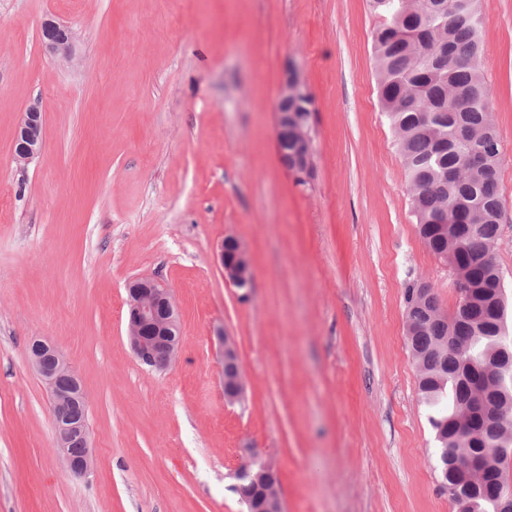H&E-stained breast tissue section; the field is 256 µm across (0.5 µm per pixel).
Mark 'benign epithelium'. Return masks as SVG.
I'll list each match as a JSON object with an SVG mask.
<instances>
[{"label":"benign epithelium","mask_w":512,"mask_h":512,"mask_svg":"<svg viewBox=\"0 0 512 512\" xmlns=\"http://www.w3.org/2000/svg\"><path fill=\"white\" fill-rule=\"evenodd\" d=\"M43 30L48 47L57 55L68 58L73 43L72 30L60 23L47 22ZM312 98L311 92L296 70L286 71L276 106V133L292 129L298 138V152L289 172L295 178L309 175L308 148L311 144L309 126L312 114L298 113L299 104ZM44 144V124L41 112L30 108L23 113L14 140V155L19 162L35 158ZM219 260L225 280L235 287H251L252 269L246 249L232 235L220 245ZM460 293L472 295L468 271L449 262ZM127 337L135 357L144 365L156 366L155 353L165 352L164 364L172 363L181 347L179 311L171 291L149 277L138 278L128 284ZM224 345V398L234 403L243 393V377L237 349L233 341L222 336ZM36 372L46 384L52 406L60 408L78 404L87 408L88 401L81 380L65 359L62 351L52 343L40 341L30 353ZM80 443L82 451L74 453L73 445ZM55 447L63 457L70 476L86 478L94 466V455L89 443V430L85 420L60 412L55 418ZM236 476L261 488L269 480L277 479L273 464L256 458L251 453L244 459Z\"/></svg>","instance_id":"obj_1"}]
</instances>
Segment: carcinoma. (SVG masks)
<instances>
[{
	"label": "carcinoma",
	"mask_w": 512,
	"mask_h": 512,
	"mask_svg": "<svg viewBox=\"0 0 512 512\" xmlns=\"http://www.w3.org/2000/svg\"><path fill=\"white\" fill-rule=\"evenodd\" d=\"M379 100L394 129L419 236L453 253L476 288L451 316L405 294L418 396L438 443L448 496L468 512L512 499V335L496 261L502 193L493 92L483 71L478 0H367Z\"/></svg>",
	"instance_id": "cac0c4a2"
}]
</instances>
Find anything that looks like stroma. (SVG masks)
Returning <instances> with one entry per match:
<instances>
[{
    "label": "stroma",
    "instance_id": "obj_1",
    "mask_svg": "<svg viewBox=\"0 0 512 512\" xmlns=\"http://www.w3.org/2000/svg\"><path fill=\"white\" fill-rule=\"evenodd\" d=\"M495 90L512 299V0H481ZM71 27L57 58L44 21ZM366 0H0V512H243L246 449L274 462L285 512H454L406 340L405 292L446 263L420 239L381 109ZM315 100L311 178L282 165L288 66ZM44 147L14 159L23 113ZM238 238L242 290L217 253ZM174 294L181 349L142 365L126 284ZM224 328L244 394L224 399ZM48 340L79 374L95 457L71 477L45 383ZM219 260L225 280L237 288L251 287L253 274L250 259L246 249L234 236H225L220 245Z\"/></svg>",
    "mask_w": 512,
    "mask_h": 512
}]
</instances>
